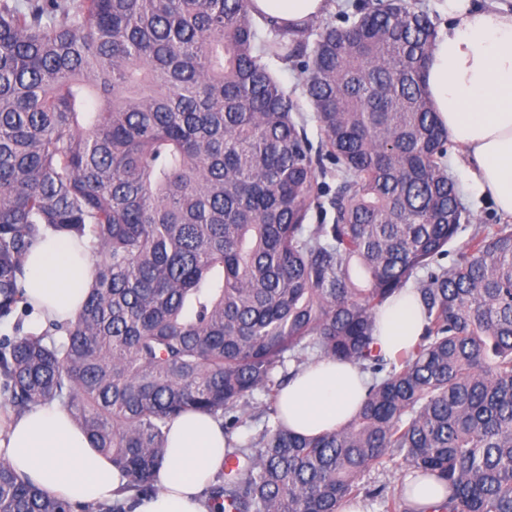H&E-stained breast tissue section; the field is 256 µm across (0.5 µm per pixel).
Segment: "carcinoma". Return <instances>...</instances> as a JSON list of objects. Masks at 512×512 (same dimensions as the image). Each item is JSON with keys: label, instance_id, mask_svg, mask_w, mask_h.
Instances as JSON below:
<instances>
[{"label": "carcinoma", "instance_id": "obj_1", "mask_svg": "<svg viewBox=\"0 0 512 512\" xmlns=\"http://www.w3.org/2000/svg\"><path fill=\"white\" fill-rule=\"evenodd\" d=\"M355 14L311 43L252 0H0V401L63 405L121 494L158 491L170 422L201 411L238 464L210 512H414L424 478L432 512H512V225L448 249L469 215L425 87L436 27L398 0ZM273 62L300 66L318 145ZM48 231L101 260L75 321L36 333L25 257ZM419 270L424 332L387 356L375 312ZM321 357L370 373L350 422L304 437L274 408L233 441L286 360ZM395 456L397 491L366 488ZM0 512L91 508L0 462ZM254 397L256 399L255 401H257L259 404H254L256 409H254L253 417L248 418L247 423L244 426L239 427L234 434V439L238 444L241 445L250 443L255 437L258 436L263 428L264 420L266 419L265 414H262V411L265 409V407L264 405L260 404L261 402H265L264 396L262 394L255 393ZM444 489L434 479H425L418 482L411 493L407 492L408 500L428 512L430 507L440 501L444 496Z\"/></svg>", "mask_w": 512, "mask_h": 512}]
</instances>
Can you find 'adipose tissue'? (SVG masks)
<instances>
[{
    "mask_svg": "<svg viewBox=\"0 0 512 512\" xmlns=\"http://www.w3.org/2000/svg\"><path fill=\"white\" fill-rule=\"evenodd\" d=\"M448 24L437 34L425 74L435 109L471 163L470 188L512 220V10L472 8L445 0ZM257 11L294 25L325 15L330 0H253ZM87 242L69 234L46 236L26 257V296L38 320L76 318L91 283ZM425 326L416 290L403 289L376 314L375 336L385 354L414 344ZM359 367L332 358L304 368L279 396L280 415L292 431L313 437L348 422L366 391ZM221 420L187 412L169 428L167 460L155 495L131 500L129 512H208L204 491L224 466ZM0 460L57 497L111 505L122 477L92 448L59 405H35L13 416Z\"/></svg>",
    "mask_w": 512,
    "mask_h": 512,
    "instance_id": "ef3b65f1",
    "label": "adipose tissue"
}]
</instances>
